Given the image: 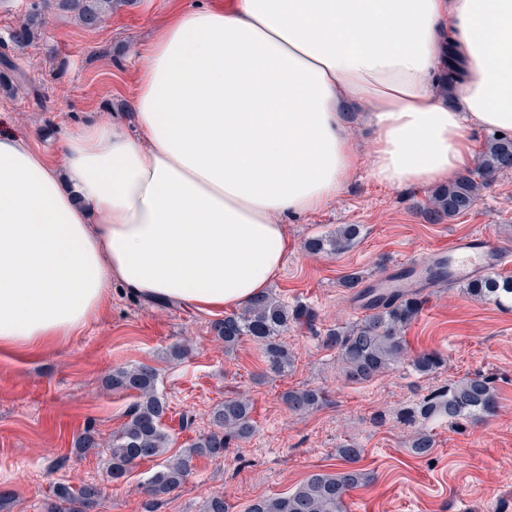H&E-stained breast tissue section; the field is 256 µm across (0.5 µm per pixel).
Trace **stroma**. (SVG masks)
<instances>
[{
  "instance_id": "obj_1",
  "label": "stroma",
  "mask_w": 512,
  "mask_h": 512,
  "mask_svg": "<svg viewBox=\"0 0 512 512\" xmlns=\"http://www.w3.org/2000/svg\"><path fill=\"white\" fill-rule=\"evenodd\" d=\"M32 2L0 0V53L29 79L11 90L0 86V135L34 141L52 154L68 127L88 120L135 132L134 54L178 0H117L94 30L53 16L34 43L14 46L8 33ZM346 113L360 168L331 206L308 218H286L293 249L269 287L288 306H306L316 317L313 329L293 327L286 334L295 355L288 374H267L262 349L250 339L225 349L213 331L214 316L113 288L73 337L39 351L0 349V492L12 496L0 512H46L56 485L85 481L103 486L92 512H145L140 485L152 462L131 465L118 481L107 473V447L133 398L108 389L104 380L114 369L138 365L158 373L157 393L169 408L170 453L210 430L209 414L225 392L249 398L258 423L256 434L234 443L224 458L197 459L193 474L161 497L157 512H203L217 494L230 512H245L251 501L288 493L313 472L342 469L336 450L347 441L364 448L360 466L372 475L351 492L347 512H512V308L470 298L459 284L427 287L428 301L407 338L412 351L434 350L447 359L428 377L404 364L366 383L347 381L335 350L321 341L326 330L349 327L362 316L341 285L349 273L370 282L400 259L447 253L450 239L476 232L512 249V172L498 175L469 212L428 223L423 209L431 187L374 183L368 133L356 107ZM341 224L362 227L349 250H307L309 238ZM177 344L190 347L188 357L171 358ZM477 372L493 381L494 414L431 425L432 452L412 456L413 429L397 419V409ZM298 387L322 389L326 404L306 414L289 411L280 395ZM88 428L101 446L82 452L74 440Z\"/></svg>"
}]
</instances>
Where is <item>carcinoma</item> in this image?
Segmentation results:
<instances>
[{"label":"carcinoma","mask_w":512,"mask_h":512,"mask_svg":"<svg viewBox=\"0 0 512 512\" xmlns=\"http://www.w3.org/2000/svg\"><path fill=\"white\" fill-rule=\"evenodd\" d=\"M114 0H41L12 30L10 40L17 46L33 42L46 24V10L69 13L82 27L96 29L112 11ZM5 82L23 84L8 56L0 59ZM512 171V136H487L478 153L474 167L466 174L437 187L428 200L427 215L432 222L454 218L467 213L478 200L489 181L500 173ZM360 226L343 224L335 232L318 236L307 242L312 253H342L358 238ZM362 279L348 274L342 287L352 292L358 308L365 315L348 328L329 331L324 343L336 349L345 376L352 382H366L405 360L407 346L405 330L424 306L418 289L398 288L380 292L361 286ZM466 293L478 300H492L499 305H512V277L491 272L469 281ZM315 315L303 306L288 309L272 293L254 299L238 312L213 324L215 334L224 341V347L233 348L242 338L257 342L263 351L267 371L281 375L292 367L293 355L284 340L291 324L313 329ZM445 358L436 351L415 355L409 366L420 376L438 371ZM107 383L114 390L136 395L127 421L112 435L109 448V476L118 480L125 476L130 465L156 459L168 452L169 434L164 429L166 402L157 395L156 372L141 365L119 368L112 372ZM282 401L293 412L306 413L325 402L318 388H298L284 392ZM496 396L488 377L475 374L449 382L418 398L401 412L413 424H425L436 419L457 424L461 420L478 419L493 412ZM212 430L202 434L190 447L169 456L154 470L141 486L146 497V512H154L159 498L179 489L200 457L219 459L230 446L251 437L255 431L252 403L240 395L224 397L211 412ZM434 448L432 434L423 427L415 432L409 450L415 456L427 455ZM363 448L355 442H346L336 448L337 456L348 467L335 473H313L294 490L283 496L262 498L252 503L247 512H346L348 491L368 482V475L353 467ZM101 496L98 484L87 482L77 489L61 486L56 491L57 502L49 504L47 512H61L58 503L73 499L97 503Z\"/></svg>","instance_id":"obj_1"}]
</instances>
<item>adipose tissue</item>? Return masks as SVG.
Here are the masks:
<instances>
[{
    "label": "adipose tissue",
    "mask_w": 512,
    "mask_h": 512,
    "mask_svg": "<svg viewBox=\"0 0 512 512\" xmlns=\"http://www.w3.org/2000/svg\"><path fill=\"white\" fill-rule=\"evenodd\" d=\"M461 76L442 95V48ZM365 107L371 179L457 178L477 129L512 134V0H235L181 9L139 53L137 135L69 129L51 162L0 136V347L85 327L112 285L235 311L291 244L281 217L343 192L359 158L339 111Z\"/></svg>",
    "instance_id": "obj_1"
}]
</instances>
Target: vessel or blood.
<instances>
[{
  "label": "vessel or blood",
  "mask_w": 512,
  "mask_h": 512,
  "mask_svg": "<svg viewBox=\"0 0 512 512\" xmlns=\"http://www.w3.org/2000/svg\"><path fill=\"white\" fill-rule=\"evenodd\" d=\"M509 261H512V252L490 237L483 234L463 236L455 240L453 253L448 257V277L455 283L466 282ZM434 263V257L429 255L401 260L392 267L383 285L397 287L403 273L416 283H429L428 272Z\"/></svg>",
  "instance_id": "b4317fda"
}]
</instances>
